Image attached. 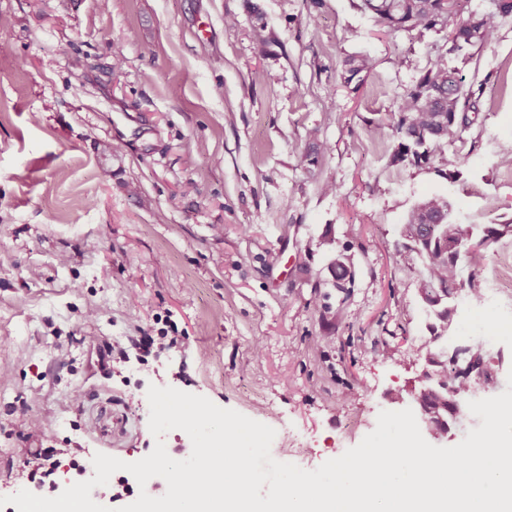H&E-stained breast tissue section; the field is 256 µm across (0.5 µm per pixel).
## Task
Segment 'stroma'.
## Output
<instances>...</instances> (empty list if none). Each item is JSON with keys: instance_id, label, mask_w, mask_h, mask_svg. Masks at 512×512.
<instances>
[{"instance_id": "stroma-1", "label": "stroma", "mask_w": 512, "mask_h": 512, "mask_svg": "<svg viewBox=\"0 0 512 512\" xmlns=\"http://www.w3.org/2000/svg\"><path fill=\"white\" fill-rule=\"evenodd\" d=\"M493 25L455 62L484 87L481 126L396 170L374 130L445 33L375 26L357 0H0V497L28 487L30 448L62 487L72 449L147 456L152 384L305 431L270 448L305 470L411 399L429 334L407 211L447 192L461 223L512 222V16ZM361 52L354 92L339 71ZM165 315L183 345L100 370ZM487 358L483 399L512 336ZM373 67L374 61L368 54L357 53L349 56L343 61L341 72L342 85L346 88L353 86L352 90H358Z\"/></svg>"}]
</instances>
